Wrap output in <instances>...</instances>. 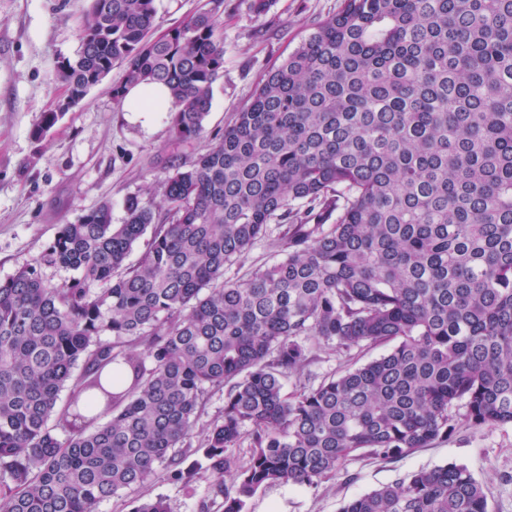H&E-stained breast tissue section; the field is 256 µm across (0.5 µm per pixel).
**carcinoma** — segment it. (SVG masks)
Listing matches in <instances>:
<instances>
[{
	"label": "carcinoma",
	"mask_w": 512,
	"mask_h": 512,
	"mask_svg": "<svg viewBox=\"0 0 512 512\" xmlns=\"http://www.w3.org/2000/svg\"><path fill=\"white\" fill-rule=\"evenodd\" d=\"M212 3L156 36L155 0H90L56 67L65 96L122 66L113 103L162 83L173 136L194 143L224 69ZM273 220L287 257L224 281ZM44 266L76 276L53 286ZM322 342L390 349L285 395ZM215 389L207 464L186 467ZM459 404L474 427L512 424V0H342L124 223L103 202L0 280V512H98L132 492L131 512H170L138 495L161 466L185 484L208 472L212 502L246 512L265 486L448 437ZM342 512L488 508L448 463Z\"/></svg>",
	"instance_id": "carcinoma-1"
}]
</instances>
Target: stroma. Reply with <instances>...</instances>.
<instances>
[{
    "instance_id": "1",
    "label": "stroma",
    "mask_w": 512,
    "mask_h": 512,
    "mask_svg": "<svg viewBox=\"0 0 512 512\" xmlns=\"http://www.w3.org/2000/svg\"><path fill=\"white\" fill-rule=\"evenodd\" d=\"M250 4L224 0V69L214 85L205 137L181 146L166 113L128 112L113 103L108 88L123 80L119 66L45 139L35 141L31 131L41 113L63 97L56 65L79 46L88 0H0V280L38 257L60 225L77 222L101 202H111L113 223H123L127 199H147L169 159L192 158L223 134L263 77L300 46L314 22L336 14L341 0H272L259 18ZM285 230L269 224L265 240L244 260L225 266V280L248 278L281 261L283 252L271 242ZM380 354L377 348L345 354L323 347L301 374L285 381L284 392L296 394ZM455 413L448 439L394 460L351 458L344 473L314 485L264 487L248 500L247 512H340L371 490L450 462L464 465L481 485L488 512H512V425L477 428L463 420V408ZM147 494L166 499L172 512H223L220 504L209 503L202 478L186 486L161 472Z\"/></svg>"
}]
</instances>
